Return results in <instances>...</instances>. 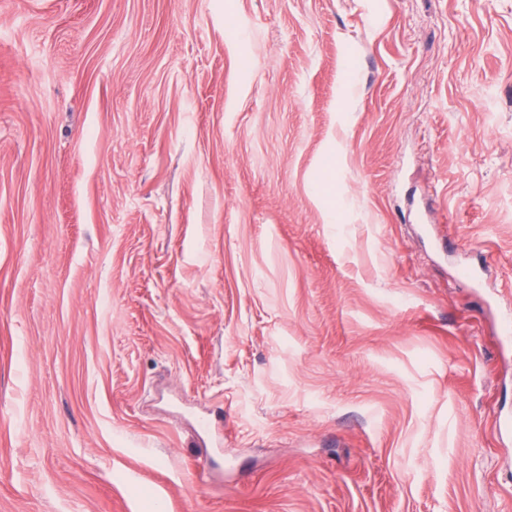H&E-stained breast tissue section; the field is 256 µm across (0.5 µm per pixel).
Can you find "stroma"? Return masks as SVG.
I'll use <instances>...</instances> for the list:
<instances>
[{
    "label": "stroma",
    "mask_w": 512,
    "mask_h": 512,
    "mask_svg": "<svg viewBox=\"0 0 512 512\" xmlns=\"http://www.w3.org/2000/svg\"><path fill=\"white\" fill-rule=\"evenodd\" d=\"M510 314L512 0H0V512H512Z\"/></svg>",
    "instance_id": "35a3bbf8"
}]
</instances>
